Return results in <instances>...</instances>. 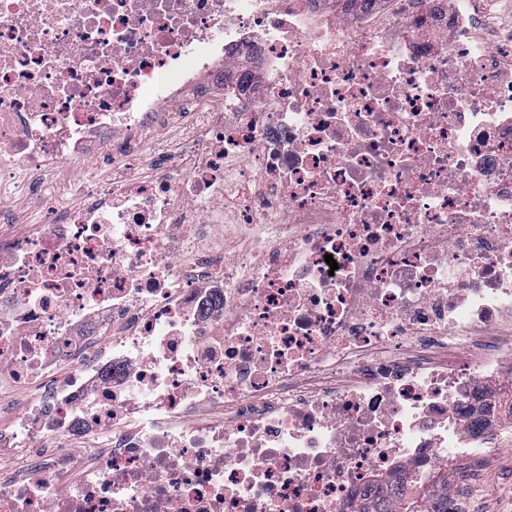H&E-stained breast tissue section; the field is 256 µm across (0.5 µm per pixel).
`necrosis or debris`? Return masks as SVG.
<instances>
[{
    "mask_svg": "<svg viewBox=\"0 0 512 512\" xmlns=\"http://www.w3.org/2000/svg\"><path fill=\"white\" fill-rule=\"evenodd\" d=\"M18 190L0 512H356L512 440L494 0H0ZM11 210L24 224H0V229H12L13 226L30 229L37 225L35 223L39 220V214L34 210L26 193L20 191L15 194L14 198H11Z\"/></svg>",
    "mask_w": 512,
    "mask_h": 512,
    "instance_id": "1",
    "label": "necrosis or debris"
}]
</instances>
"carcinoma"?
Masks as SVG:
<instances>
[{
	"label": "carcinoma",
	"instance_id": "carcinoma-1",
	"mask_svg": "<svg viewBox=\"0 0 512 512\" xmlns=\"http://www.w3.org/2000/svg\"><path fill=\"white\" fill-rule=\"evenodd\" d=\"M382 491L364 500L359 512H448V466L439 465L425 475H387Z\"/></svg>",
	"mask_w": 512,
	"mask_h": 512
}]
</instances>
